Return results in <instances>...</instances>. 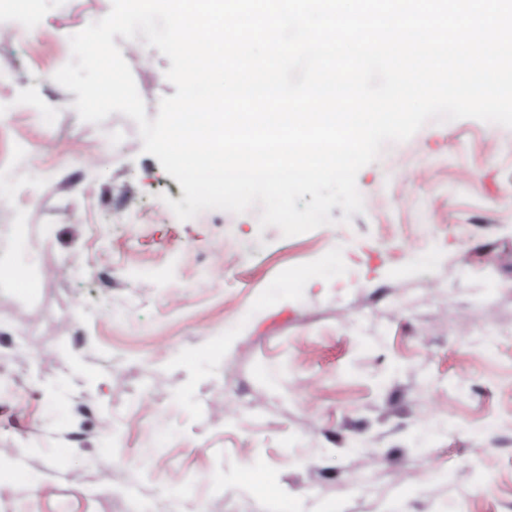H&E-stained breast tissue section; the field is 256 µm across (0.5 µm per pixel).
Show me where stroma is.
<instances>
[{
    "label": "stroma",
    "instance_id": "1",
    "mask_svg": "<svg viewBox=\"0 0 512 512\" xmlns=\"http://www.w3.org/2000/svg\"><path fill=\"white\" fill-rule=\"evenodd\" d=\"M110 8L0 25V145L31 150L0 174V512H512V128L387 144L348 224L181 221L154 156L112 153L135 122L82 121L52 79ZM129 66L155 118L170 61Z\"/></svg>",
    "mask_w": 512,
    "mask_h": 512
}]
</instances>
